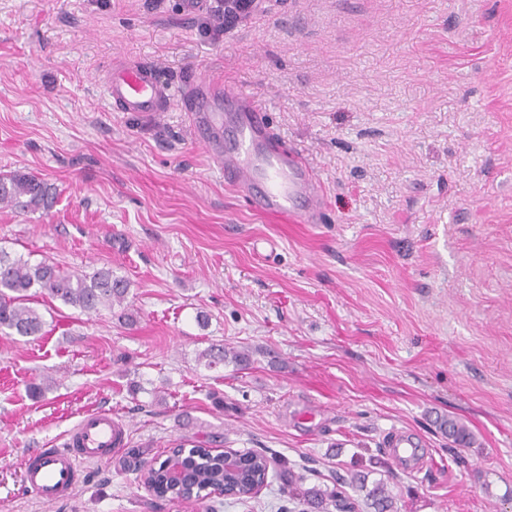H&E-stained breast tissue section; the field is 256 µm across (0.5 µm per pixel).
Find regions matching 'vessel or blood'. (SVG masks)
Listing matches in <instances>:
<instances>
[{"mask_svg": "<svg viewBox=\"0 0 512 512\" xmlns=\"http://www.w3.org/2000/svg\"><path fill=\"white\" fill-rule=\"evenodd\" d=\"M105 90L122 112H163L175 98L153 69L140 62H113ZM180 100L192 129L223 169L225 182L245 190L254 211L296 224L321 221L326 211L321 183L297 152L275 138L265 112L206 78L196 81ZM125 433V424L111 412L86 414L61 447L30 454L24 471L27 487L48 504L66 498L83 464L110 458Z\"/></svg>", "mask_w": 512, "mask_h": 512, "instance_id": "1", "label": "vessel or blood"}]
</instances>
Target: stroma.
<instances>
[{
  "label": "stroma",
  "instance_id": "1",
  "mask_svg": "<svg viewBox=\"0 0 512 512\" xmlns=\"http://www.w3.org/2000/svg\"><path fill=\"white\" fill-rule=\"evenodd\" d=\"M205 16L193 0H0V174L58 193L43 213L0 204V248L112 268L134 315L64 306L41 338L0 335V512H292V472L344 477L357 512L359 472L397 512H512V0H262L217 40ZM118 59L175 91L220 79L266 112L323 184V223L252 211L178 106L116 109ZM212 344L251 365L205 369ZM306 404L314 422L295 417ZM100 410L123 443L44 503L23 458ZM394 429L421 468L389 456ZM210 436L273 458L260 494L162 500L130 467Z\"/></svg>",
  "mask_w": 512,
  "mask_h": 512
}]
</instances>
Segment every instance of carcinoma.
Returning <instances> with one entry per match:
<instances>
[{
  "label": "carcinoma",
  "instance_id": "cac0c4a2",
  "mask_svg": "<svg viewBox=\"0 0 512 512\" xmlns=\"http://www.w3.org/2000/svg\"><path fill=\"white\" fill-rule=\"evenodd\" d=\"M53 193L48 185L27 174L0 177V204L11 205L22 211H46ZM130 281L115 275L112 269L102 267L91 273H78L60 267L49 260L31 262L22 256H13L0 248V335L42 336L46 320L35 304L45 297L84 314H97L103 309L121 306L126 301ZM198 361L208 370L232 362L245 368L251 356L245 351L210 345ZM442 428L454 441L464 445L469 432L457 422L441 421ZM183 479L175 485L169 481L165 464L145 462L137 468L141 480L159 499L204 498L205 492L218 488L235 496L247 491L263 471L262 456L254 450H243L235 456V470H224V454L210 446L208 441H194L182 456ZM288 495L299 500L303 512H354L356 504L337 487L305 484L302 475H288ZM374 512H393L394 497L382 482L373 484L365 495Z\"/></svg>",
  "mask_w": 512,
  "mask_h": 512
}]
</instances>
